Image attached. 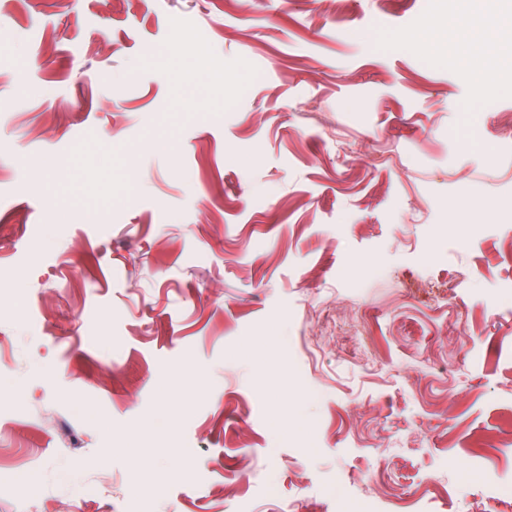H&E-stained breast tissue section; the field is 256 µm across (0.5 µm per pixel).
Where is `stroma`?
Here are the masks:
<instances>
[{"instance_id": "35a3bbf8", "label": "stroma", "mask_w": 512, "mask_h": 512, "mask_svg": "<svg viewBox=\"0 0 512 512\" xmlns=\"http://www.w3.org/2000/svg\"><path fill=\"white\" fill-rule=\"evenodd\" d=\"M454 11L0 0V512H512V70L406 42Z\"/></svg>"}]
</instances>
